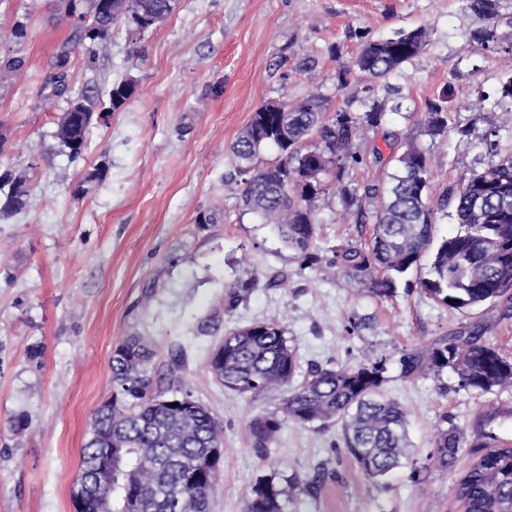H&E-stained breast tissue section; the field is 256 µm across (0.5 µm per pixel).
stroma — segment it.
Masks as SVG:
<instances>
[{
    "instance_id": "35a3bbf8",
    "label": "stroma",
    "mask_w": 512,
    "mask_h": 512,
    "mask_svg": "<svg viewBox=\"0 0 512 512\" xmlns=\"http://www.w3.org/2000/svg\"><path fill=\"white\" fill-rule=\"evenodd\" d=\"M26 22L28 36L12 29ZM481 19L461 0H179L143 35L116 25L97 47L94 68L71 59L74 87L102 89L131 79L135 96L88 133L83 160L59 155L51 136L66 107L47 83L54 57L74 29L58 0H0V57L20 56L21 70L0 71V171L28 173L27 210L0 224V512H75L71 485L94 409L112 394L115 345L138 333L155 345L158 365L181 357V376L224 423V465L211 512H245L244 495L262 475L312 478L328 470L314 499L288 512H459L453 489L485 438L512 443V386L481 394L459 387L451 369L408 381L399 350L473 323L485 340L512 356V316L485 305L455 310L420 293L418 272L396 297L381 299L327 268L299 270L294 253L270 225L242 213L230 146L261 104L317 91L331 108L345 95L338 69L361 48L364 29L385 38L425 28L424 51L389 79L406 108L386 117L385 131L411 135L432 158L433 195L482 172L488 161L485 98L512 75V58L470 37ZM311 68L300 69L303 58ZM448 98V134L425 135L428 100ZM105 180L81 197L73 188L89 165ZM334 196L317 203L316 245L367 242L372 227L344 224ZM214 216L201 227L200 215ZM249 250L258 276L287 272L288 288L257 286L233 311L228 287ZM275 319L287 329L301 370L354 365L362 351L385 358L388 394L411 412L409 438L418 462L433 450L442 424L462 430L452 469L389 484L369 479L335 452L342 429L288 424L267 452L254 448L250 419L275 409L278 396L254 399L224 388L207 360L225 333ZM359 321L349 332L350 321ZM24 418L17 429L13 420Z\"/></svg>"
}]
</instances>
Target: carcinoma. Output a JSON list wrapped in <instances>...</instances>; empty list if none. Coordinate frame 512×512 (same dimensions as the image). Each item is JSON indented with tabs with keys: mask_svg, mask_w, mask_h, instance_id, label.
Segmentation results:
<instances>
[{
	"mask_svg": "<svg viewBox=\"0 0 512 512\" xmlns=\"http://www.w3.org/2000/svg\"><path fill=\"white\" fill-rule=\"evenodd\" d=\"M463 8L485 20L504 16L502 0H462ZM136 10L125 23L131 28L153 27L176 7L174 0H134ZM117 19L94 20V36L75 25L76 39L63 44L56 55L51 78L54 97L78 98L86 111L83 125L68 128L60 117L52 133L60 153L75 162L84 158L87 133L98 123L101 111L115 112L136 93L132 80L112 85L108 99L99 87L70 85L68 67L76 48L92 66L96 47L112 35ZM356 36L362 42L357 56L337 73L338 90L347 89V76L357 70L374 79L354 89L344 105L328 107L319 93L300 100L286 97L261 105L232 144L234 165L230 179L241 184L242 210L271 225L295 252L302 270L336 268L351 282L363 284L379 298H393L405 275L419 269L425 253L432 252L427 277L419 290L452 309H474L485 304L503 306L512 314V155L498 158L501 128L490 122L487 144L489 162L467 183L450 186L440 195L438 207L430 201L432 161L414 138L391 143V169L376 180L358 182L353 177L378 162L381 152L368 156L360 142L383 125L388 113L402 111L399 88L387 83L390 75L427 46L422 28L396 30L392 36L374 39L369 32ZM472 39L486 49H499L493 27L472 32ZM447 100L440 97L425 105L422 125L435 138L448 132ZM272 146L278 155L259 169L255 160ZM107 169L89 167L80 183L86 194L100 185ZM334 187L345 223L372 224V234L360 246L341 245L319 251L316 202ZM29 177L10 171L0 174V224L10 223L26 209ZM451 210L458 228L437 242L434 224L437 210ZM228 291L225 311H233L245 294L259 283L252 271ZM484 327L477 323L431 343L399 352L400 375L412 380L426 371L451 368L459 384L482 393L512 384V358L483 340ZM156 350L146 336L124 337L112 353V394L93 412L76 479L89 485L86 508L102 505L110 512H130L135 497L139 512H169L167 502L179 494L183 512H209L216 484L212 475L190 481L196 464L213 448L224 447V424L202 403L180 376L179 360L166 369H155ZM209 372L224 388L240 395L283 393L272 412L254 415L249 430L260 449L274 443L283 426L314 425L342 428V451L370 479L388 480L406 469L416 481L434 467L452 468L464 434L456 427L438 429L434 450L420 465L414 458L407 427L411 412L385 393V360L368 351L352 366H313L303 381L293 384L298 369L295 348L285 326L275 320L255 321L224 335L207 361ZM166 400L173 406L158 404ZM111 455L112 480H100L105 457ZM325 475L306 480L274 472L257 478L245 495V512H288L298 495L315 497ZM455 499L463 512H512V444L486 446L462 473Z\"/></svg>",
	"mask_w": 512,
	"mask_h": 512,
	"instance_id": "cac0c4a2",
	"label": "carcinoma"
}]
</instances>
